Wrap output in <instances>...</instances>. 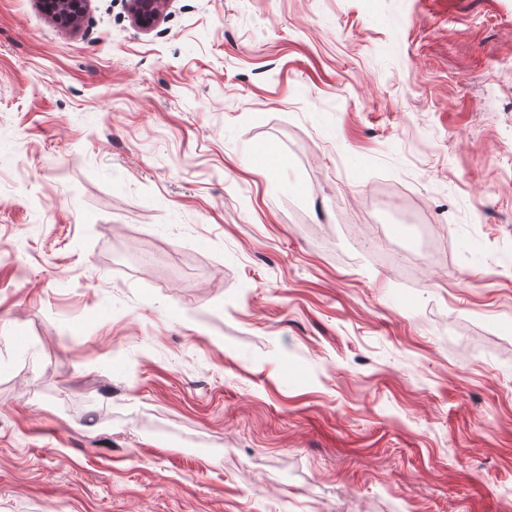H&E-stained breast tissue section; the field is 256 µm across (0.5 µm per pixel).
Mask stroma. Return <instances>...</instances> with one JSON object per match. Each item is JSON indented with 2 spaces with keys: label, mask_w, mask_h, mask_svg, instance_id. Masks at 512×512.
Masks as SVG:
<instances>
[{
  "label": "stroma",
  "mask_w": 512,
  "mask_h": 512,
  "mask_svg": "<svg viewBox=\"0 0 512 512\" xmlns=\"http://www.w3.org/2000/svg\"><path fill=\"white\" fill-rule=\"evenodd\" d=\"M0 512H512V0H0ZM41 3L55 21L76 26L85 14L88 0H41ZM168 0H129L128 10L134 23L143 30H151L158 23Z\"/></svg>",
  "instance_id": "1"
}]
</instances>
